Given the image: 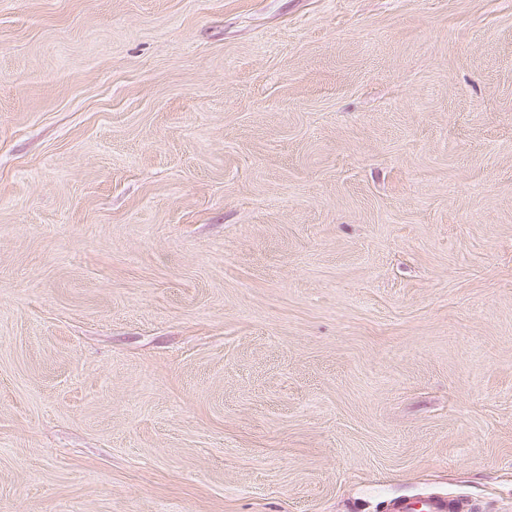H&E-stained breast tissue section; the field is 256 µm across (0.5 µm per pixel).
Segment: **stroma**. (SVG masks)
I'll list each match as a JSON object with an SVG mask.
<instances>
[{
	"label": "stroma",
	"instance_id": "obj_1",
	"mask_svg": "<svg viewBox=\"0 0 512 512\" xmlns=\"http://www.w3.org/2000/svg\"><path fill=\"white\" fill-rule=\"evenodd\" d=\"M512 512V0H0V512ZM461 510L457 502L446 497L404 498L392 505L393 512H460Z\"/></svg>",
	"mask_w": 512,
	"mask_h": 512
}]
</instances>
